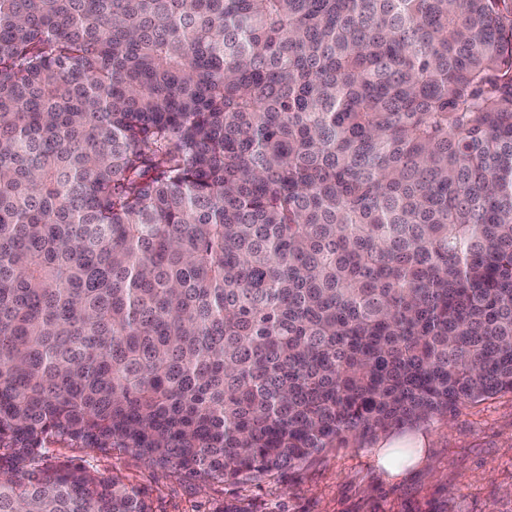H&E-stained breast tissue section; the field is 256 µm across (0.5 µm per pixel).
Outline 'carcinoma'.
<instances>
[{"label": "carcinoma", "instance_id": "obj_1", "mask_svg": "<svg viewBox=\"0 0 512 512\" xmlns=\"http://www.w3.org/2000/svg\"><path fill=\"white\" fill-rule=\"evenodd\" d=\"M512 394V0H0V512Z\"/></svg>", "mask_w": 512, "mask_h": 512}]
</instances>
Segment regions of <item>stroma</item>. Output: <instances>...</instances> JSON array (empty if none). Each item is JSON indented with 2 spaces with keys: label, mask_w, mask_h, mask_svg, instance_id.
Masks as SVG:
<instances>
[{
  "label": "stroma",
  "mask_w": 512,
  "mask_h": 512,
  "mask_svg": "<svg viewBox=\"0 0 512 512\" xmlns=\"http://www.w3.org/2000/svg\"><path fill=\"white\" fill-rule=\"evenodd\" d=\"M427 440L421 467L386 478L376 448L405 435ZM50 460H72L140 491L152 512H215L242 502L249 512H512V395L500 394L456 415L398 425L349 439L304 464L257 479L201 483L153 466L131 452L67 443Z\"/></svg>",
  "instance_id": "obj_1"
}]
</instances>
